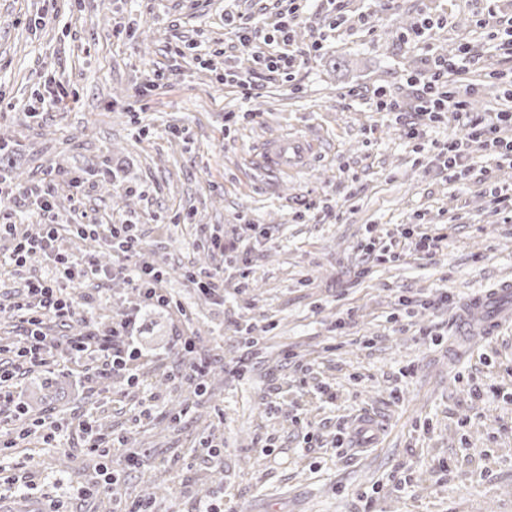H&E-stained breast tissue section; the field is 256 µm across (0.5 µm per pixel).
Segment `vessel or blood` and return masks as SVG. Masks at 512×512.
I'll return each instance as SVG.
<instances>
[{"instance_id": "obj_1", "label": "vessel or blood", "mask_w": 512, "mask_h": 512, "mask_svg": "<svg viewBox=\"0 0 512 512\" xmlns=\"http://www.w3.org/2000/svg\"><path fill=\"white\" fill-rule=\"evenodd\" d=\"M318 145L312 136L274 134L262 141L259 160L270 171L294 174L306 166ZM507 323H512V282L508 280L467 298L458 321L460 332L481 340L489 339Z\"/></svg>"}]
</instances>
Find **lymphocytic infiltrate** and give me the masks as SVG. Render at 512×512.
<instances>
[{"mask_svg": "<svg viewBox=\"0 0 512 512\" xmlns=\"http://www.w3.org/2000/svg\"><path fill=\"white\" fill-rule=\"evenodd\" d=\"M296 57L287 50L270 58L260 69L242 73H225L226 81L239 87L245 96H252L261 90L279 73L293 67ZM476 56L471 50H464L458 62H438L433 82L424 84L422 93L438 97L440 103H452L462 123V134L451 139L448 146L436 153L435 159L445 169L469 172L487 153H498L504 160L512 162V142L502 143L498 133L503 125H512V112H475L460 96L455 83L475 65ZM11 236L15 245L9 256L8 265L14 270L25 267L31 254H42L52 270L49 278H34L28 281L24 296L16 302L14 315L23 331V343L15 347L14 353L20 363L36 368L43 366L57 342L44 335L40 326L45 318L66 322L75 318L81 308L91 307V300L76 302L67 290L75 278L92 276L111 280L126 273L123 265L101 266L92 257L76 256L61 251L59 228L54 224L44 225L36 236H17L16 227L0 222V237ZM134 316H127L120 324L106 331H97L86 336L70 339L69 347L74 358H94L95 371L101 375H117L127 385L139 383L138 363L142 353L135 346L131 334Z\"/></svg>", "mask_w": 512, "mask_h": 512, "instance_id": "1", "label": "lymphocytic infiltrate"}]
</instances>
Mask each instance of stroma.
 Listing matches in <instances>:
<instances>
[{
  "mask_svg": "<svg viewBox=\"0 0 512 512\" xmlns=\"http://www.w3.org/2000/svg\"><path fill=\"white\" fill-rule=\"evenodd\" d=\"M296 14H289L290 5ZM325 0H0V165L25 185L55 177L47 215L10 206L18 233L40 224H136L142 239L130 266L166 270L178 309L144 310L137 344L151 373L137 386L86 381L56 350L72 388L65 410L44 397L43 369L13 379L23 419L0 426V449L13 469L0 494L17 512H39L59 498L64 512H112L81 497L100 461L71 422L94 420L132 451L120 497L144 494L143 475L170 488L156 512H512V325L484 342L460 344L455 305L512 279V219L492 202L512 187V165L497 156L461 176L431 160L430 145L459 135L444 112L420 140L406 139L381 93L408 95L429 75L431 58L460 45L480 59L467 73L468 100L483 111L512 96V58L493 48L498 31L486 0H344L329 28ZM266 24L292 15L290 41L309 54L258 95L222 83L225 68L253 67L250 50L224 26L225 11ZM439 25L424 39L399 37L395 17ZM157 87L142 89L149 81ZM64 105L31 121L27 107L55 82ZM322 135L304 171L265 170L255 152L269 135ZM112 173L113 196L96 183L72 194L69 177ZM443 234L438 251H412L366 263L367 241L385 242L399 225ZM225 230L233 250L199 240ZM224 272V298L202 295L183 269ZM40 254L20 272L0 268V329L19 336L11 308ZM448 292L454 304L422 308ZM75 300L94 295L91 321L111 328L137 300L126 279L80 278ZM411 305H403V298ZM344 328H337V320ZM194 337V353L176 335ZM208 357L224 384L208 401L181 409L193 390L177 375ZM335 393L333 402L318 387ZM367 416L381 426L364 448L347 447L348 428ZM63 426L60 447L21 439L28 420ZM222 446L220 464L207 445ZM33 460H25L23 449ZM408 478L395 490L393 472Z\"/></svg>",
  "mask_w": 512,
  "mask_h": 512,
  "instance_id": "35a3bbf8",
  "label": "stroma"
}]
</instances>
